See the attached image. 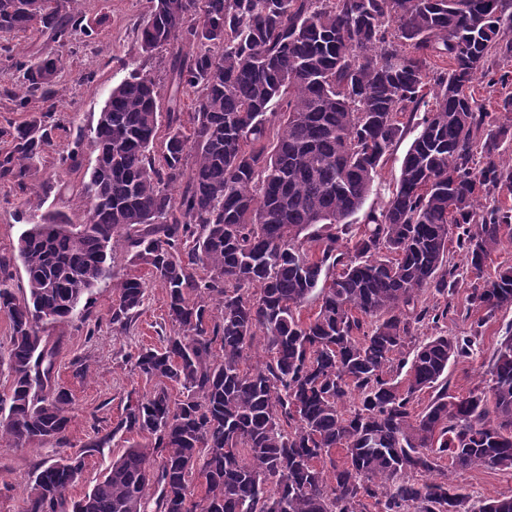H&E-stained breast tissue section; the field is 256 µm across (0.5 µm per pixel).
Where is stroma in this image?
<instances>
[{"mask_svg":"<svg viewBox=\"0 0 512 512\" xmlns=\"http://www.w3.org/2000/svg\"><path fill=\"white\" fill-rule=\"evenodd\" d=\"M148 9L149 0H81L84 28L73 34L63 53L64 92L55 104L56 127L33 178L37 185L47 180L55 183L50 193L31 195L32 203L41 204L43 210L63 212L73 223H81L78 198L72 188L79 185L84 169L95 164L90 130L95 127L113 86L134 69L148 71L159 64L158 58L141 55L133 38L134 27ZM53 47L48 36L37 32L0 33V127L20 124L27 118L3 94L17 79L12 55L46 52ZM77 140L82 143V168L60 174L57 157ZM22 212L23 206L12 184L0 180V256L14 255L25 224ZM113 270V279L100 283L90 294L87 321L49 323L41 328L47 340L62 342L57 361L58 380L73 397L67 444L62 448L0 447V512H19L28 484L42 461L85 453L83 472L69 492L70 497L77 499L93 487L113 458L128 446L127 436L120 434L110 447L90 453L83 450L96 433L112 429L127 398L153 390V383L139 376L132 362L140 349L160 347L163 336L172 333L173 327L167 318L166 290L150 277L146 267L132 263L127 250L120 247L113 254ZM129 275L144 277L147 288L139 316L123 329L113 325L111 316L119 295L116 281ZM425 299L428 306L447 307L448 318L435 326L420 327L415 333L416 340L440 332L467 335L473 327L481 329L473 354L450 363L449 393L465 395L476 387L486 386L487 370L500 342L512 335V309L481 320L479 312L471 309L467 291L462 287L446 298L429 291ZM454 481L474 502L512 496V471L478 468L455 473Z\"/></svg>","mask_w":512,"mask_h":512,"instance_id":"35a3bbf8","label":"stroma"}]
</instances>
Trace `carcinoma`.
Returning a JSON list of instances; mask_svg holds the SVG:
<instances>
[{"label": "carcinoma", "instance_id": "carcinoma-1", "mask_svg": "<svg viewBox=\"0 0 512 512\" xmlns=\"http://www.w3.org/2000/svg\"><path fill=\"white\" fill-rule=\"evenodd\" d=\"M79 2L0 0V31L63 47L83 27ZM150 3L136 43L148 57L171 52L162 79L138 70L112 87L91 131L84 223L29 206L17 243L22 299L0 257V313L12 329L0 443L64 440L71 397L40 325L86 319L81 303L112 279L123 243L166 288L174 330L135 358L153 391L86 447L120 432L146 442L78 500L68 493L82 457L43 462L22 512H512V496L473 507L452 478L512 470V336L487 386L462 397L448 394V364L473 353L476 335L412 343L423 324L448 318L423 305L430 289L447 296L466 282L486 317L512 309V266L484 279L512 235V120L499 116L512 112V0ZM184 42L196 50L182 52ZM13 66L22 84L4 94L16 107L49 103L0 128V178L25 198L63 59L25 55ZM411 130L388 199L353 223ZM58 167L80 169L78 147ZM452 245L461 278L448 268ZM117 288L112 323L125 328L145 282ZM316 290L319 309L304 320ZM259 336L264 356L252 363ZM425 389L434 395L417 413ZM195 480L205 484L197 500Z\"/></svg>", "mask_w": 512, "mask_h": 512}]
</instances>
